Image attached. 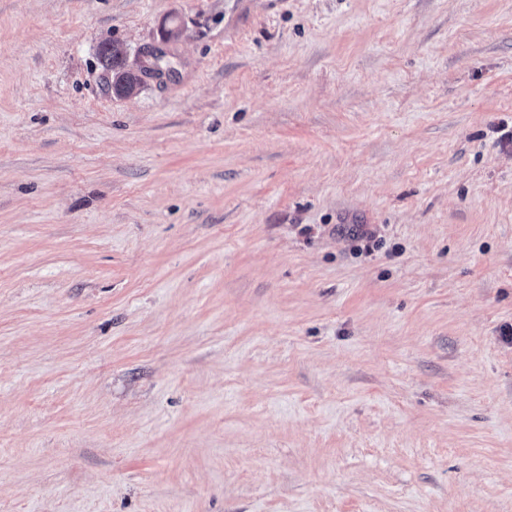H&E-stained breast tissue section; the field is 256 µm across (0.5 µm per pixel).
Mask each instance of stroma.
Returning a JSON list of instances; mask_svg holds the SVG:
<instances>
[{
    "mask_svg": "<svg viewBox=\"0 0 512 512\" xmlns=\"http://www.w3.org/2000/svg\"><path fill=\"white\" fill-rule=\"evenodd\" d=\"M504 123L512 0H0V512H512ZM99 61L102 68L108 72H112V90L116 95L124 96L125 84L128 77H131L135 86L138 84V90L144 85L145 81H139L138 77L133 75V62H129L126 52L112 45V53L109 46H103L98 51ZM116 96V97H119Z\"/></svg>",
    "mask_w": 512,
    "mask_h": 512,
    "instance_id": "35a3bbf8",
    "label": "stroma"
}]
</instances>
